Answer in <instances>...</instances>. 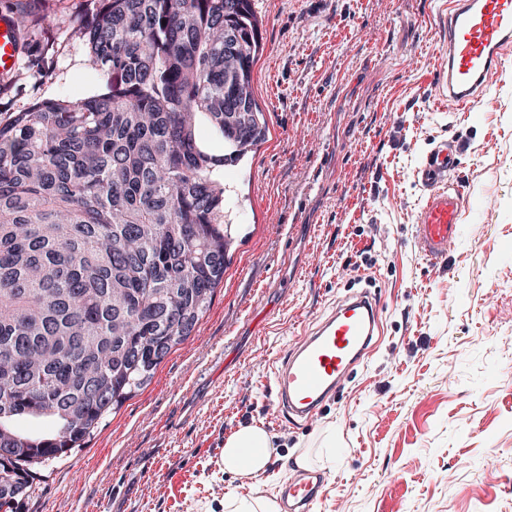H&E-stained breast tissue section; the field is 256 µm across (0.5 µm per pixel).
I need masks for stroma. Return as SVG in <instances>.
<instances>
[{"mask_svg": "<svg viewBox=\"0 0 512 512\" xmlns=\"http://www.w3.org/2000/svg\"><path fill=\"white\" fill-rule=\"evenodd\" d=\"M84 0H0L51 27L0 77V122L80 99L100 69L67 19ZM266 139L221 169L239 230L193 335L83 447L37 466L22 512H224L218 489L273 497L307 454L330 479L316 512H512V58L476 112L435 94L453 0H252ZM46 57L50 77L29 67ZM472 211L447 259L415 242V172L441 141ZM495 209H486V198ZM383 304L381 342L308 424L267 398L286 347L337 300ZM245 425L273 452L225 474ZM271 448V440L263 429L254 425L240 427L224 440V472L251 476L264 472Z\"/></svg>", "mask_w": 512, "mask_h": 512, "instance_id": "1", "label": "stroma"}]
</instances>
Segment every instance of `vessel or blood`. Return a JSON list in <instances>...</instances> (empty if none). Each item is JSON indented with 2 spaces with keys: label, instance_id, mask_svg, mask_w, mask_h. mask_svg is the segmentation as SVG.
Returning a JSON list of instances; mask_svg holds the SVG:
<instances>
[{
  "label": "vessel or blood",
  "instance_id": "vessel-or-blood-1",
  "mask_svg": "<svg viewBox=\"0 0 512 512\" xmlns=\"http://www.w3.org/2000/svg\"><path fill=\"white\" fill-rule=\"evenodd\" d=\"M13 20L0 18V75L18 63ZM512 50V0H455L448 15V62L435 85L438 96L461 111L480 101L493 74H501ZM457 164L452 145L441 142L418 169L426 191L417 213V245L429 263L444 261L460 232L469 203L462 187L449 182ZM382 305L361 292L339 299L332 310L303 331L280 356L272 376L271 410L278 419L305 424L334 399L374 344ZM329 479L311 466L278 488L282 512H311L325 499Z\"/></svg>",
  "mask_w": 512,
  "mask_h": 512
}]
</instances>
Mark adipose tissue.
<instances>
[{
  "label": "adipose tissue",
  "instance_id": "1",
  "mask_svg": "<svg viewBox=\"0 0 512 512\" xmlns=\"http://www.w3.org/2000/svg\"><path fill=\"white\" fill-rule=\"evenodd\" d=\"M271 447V440L263 429L254 425L240 427L224 441L222 458L225 472L251 476L264 472Z\"/></svg>",
  "mask_w": 512,
  "mask_h": 512
}]
</instances>
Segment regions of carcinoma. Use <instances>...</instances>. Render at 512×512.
I'll use <instances>...</instances> for the list:
<instances>
[{"label":"carcinoma","instance_id":"1","mask_svg":"<svg viewBox=\"0 0 512 512\" xmlns=\"http://www.w3.org/2000/svg\"><path fill=\"white\" fill-rule=\"evenodd\" d=\"M90 2L75 33L104 89L0 125V512L192 336L233 242L219 171L267 131L251 0ZM15 22L28 36L42 19ZM201 115L223 154L201 146Z\"/></svg>","mask_w":512,"mask_h":512}]
</instances>
